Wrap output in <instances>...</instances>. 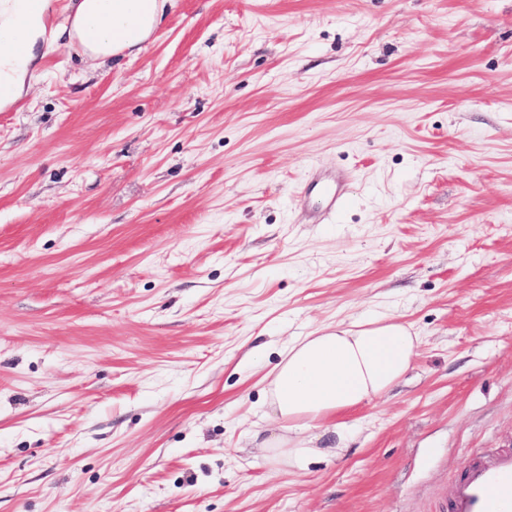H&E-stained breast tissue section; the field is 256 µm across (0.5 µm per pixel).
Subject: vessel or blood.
Wrapping results in <instances>:
<instances>
[{
	"mask_svg": "<svg viewBox=\"0 0 512 512\" xmlns=\"http://www.w3.org/2000/svg\"><path fill=\"white\" fill-rule=\"evenodd\" d=\"M321 190L329 211L348 202L340 181H328ZM440 512H512V451L502 450L472 460L458 476L451 497Z\"/></svg>",
	"mask_w": 512,
	"mask_h": 512,
	"instance_id": "b4317fda",
	"label": "vessel or blood"
}]
</instances>
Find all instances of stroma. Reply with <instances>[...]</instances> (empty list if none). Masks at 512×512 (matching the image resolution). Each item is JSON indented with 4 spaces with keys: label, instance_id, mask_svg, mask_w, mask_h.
Instances as JSON below:
<instances>
[{
    "label": "stroma",
    "instance_id": "obj_1",
    "mask_svg": "<svg viewBox=\"0 0 512 512\" xmlns=\"http://www.w3.org/2000/svg\"><path fill=\"white\" fill-rule=\"evenodd\" d=\"M72 15L0 105V512H437L512 449V0H170L103 62ZM374 317L420 343L347 451L255 447ZM321 190L325 196L327 208L332 213L336 214V211L343 208L348 202L349 197L338 180L323 183Z\"/></svg>",
    "mask_w": 512,
    "mask_h": 512
}]
</instances>
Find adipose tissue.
I'll return each mask as SVG.
<instances>
[{"label":"adipose tissue","instance_id":"ef3b65f1","mask_svg":"<svg viewBox=\"0 0 512 512\" xmlns=\"http://www.w3.org/2000/svg\"><path fill=\"white\" fill-rule=\"evenodd\" d=\"M168 0H76L73 28L95 59L140 51L159 29ZM22 0H0V101L16 98L46 41L49 4L14 24ZM419 339L392 319L325 326L286 347L266 388L267 414L278 431L261 445L271 457L302 469L318 455L346 450L349 434L337 414L391 391L411 366ZM314 428L332 442L319 446Z\"/></svg>","mask_w":512,"mask_h":512}]
</instances>
